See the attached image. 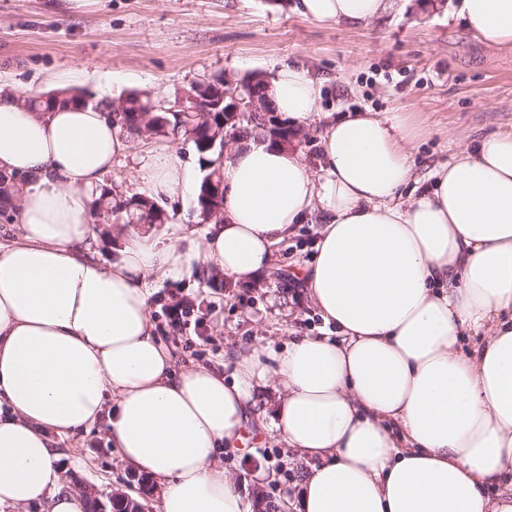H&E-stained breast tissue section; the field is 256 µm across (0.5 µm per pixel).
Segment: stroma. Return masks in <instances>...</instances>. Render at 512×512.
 Wrapping results in <instances>:
<instances>
[{"mask_svg":"<svg viewBox=\"0 0 512 512\" xmlns=\"http://www.w3.org/2000/svg\"><path fill=\"white\" fill-rule=\"evenodd\" d=\"M294 0H99L90 12L67 11L62 0H0V83L16 93L75 88L91 101L140 90L172 101L213 74L252 71L272 77L276 67L307 68L324 86L318 110L339 117L356 110L400 108L423 125L415 152L425 178L456 149V136L477 141L512 129V46L493 47L455 16V0L432 6L407 0L366 26L325 25L301 16ZM149 141L135 139L105 173L103 188L133 195V173ZM314 225L302 224L273 254L274 273L254 285L208 284L205 271L149 284L156 333L177 363L222 368L241 351L281 348L299 336H325V325L290 275L314 252ZM201 302L207 340L187 339L163 313L173 294ZM275 394L255 393L237 454L220 453L249 495L297 503L309 464L267 428ZM64 489L106 495L145 488L149 512L159 491L126 469L105 438L104 425L57 440Z\"/></svg>","mask_w":512,"mask_h":512,"instance_id":"obj_1","label":"stroma"}]
</instances>
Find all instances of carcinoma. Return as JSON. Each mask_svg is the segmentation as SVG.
Segmentation results:
<instances>
[{
    "mask_svg": "<svg viewBox=\"0 0 512 512\" xmlns=\"http://www.w3.org/2000/svg\"><path fill=\"white\" fill-rule=\"evenodd\" d=\"M236 82L253 94L265 96L262 75L255 72L236 78ZM79 91H58L54 94L28 95L23 105L31 110L49 112L57 106L82 102ZM120 106L115 113L121 127L132 136L146 129L149 136L155 138L189 141L198 155V162L204 176L199 184L196 205L201 221L224 220L223 189L224 167L218 164L224 148V112H201L196 104L186 102L185 108L178 112L153 110V100L144 91L133 90L124 97L114 100H102L97 103L99 109L107 111ZM271 112L254 113L239 125L238 138L242 139L254 132L262 133L273 145L280 142L273 139L269 121ZM20 192L13 179L0 174V213L7 214L15 196ZM96 210L115 224L145 226L160 229L169 222L168 215L149 198L142 195H123L101 193L96 199Z\"/></svg>",
    "mask_w": 512,
    "mask_h": 512,
    "instance_id": "obj_1",
    "label": "carcinoma"
}]
</instances>
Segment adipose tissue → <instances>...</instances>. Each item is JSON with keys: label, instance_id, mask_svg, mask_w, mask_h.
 Listing matches in <instances>:
<instances>
[{"label": "adipose tissue", "instance_id": "obj_1", "mask_svg": "<svg viewBox=\"0 0 512 512\" xmlns=\"http://www.w3.org/2000/svg\"><path fill=\"white\" fill-rule=\"evenodd\" d=\"M395 0H298L322 24L370 23ZM466 28L512 44V0H458ZM268 97L294 128L319 126L321 163L261 135L224 163V219L204 238L123 229L105 265L84 252L102 176L129 144L104 112H32L0 86V171L36 175L0 247V506L86 512L64 491L51 434L107 421L132 471L154 479L160 512H255L216 457L237 452L257 389L272 427L311 461L298 512H512V131L460 144L415 182L422 134L405 112L317 123L322 85L281 65ZM154 199H188L169 151L136 169ZM316 224L298 275L341 338L306 336L239 354L231 375L174 368L157 340L152 278L209 266L235 282L272 269V248Z\"/></svg>", "mask_w": 512, "mask_h": 512}]
</instances>
